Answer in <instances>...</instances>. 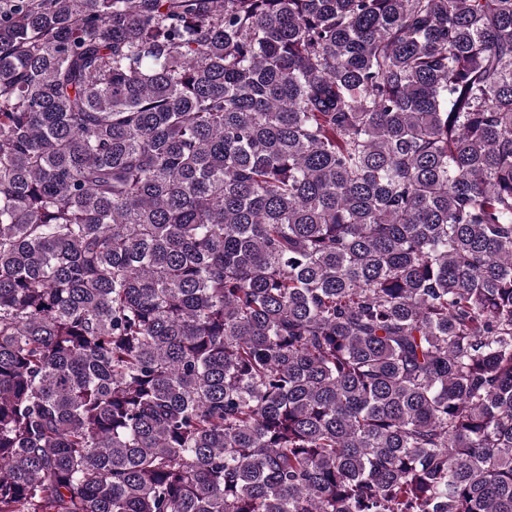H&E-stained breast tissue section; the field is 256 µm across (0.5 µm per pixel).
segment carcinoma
I'll use <instances>...</instances> for the list:
<instances>
[{
    "label": "carcinoma",
    "instance_id": "carcinoma-1",
    "mask_svg": "<svg viewBox=\"0 0 512 512\" xmlns=\"http://www.w3.org/2000/svg\"><path fill=\"white\" fill-rule=\"evenodd\" d=\"M0 512H512V0H0Z\"/></svg>",
    "mask_w": 512,
    "mask_h": 512
}]
</instances>
